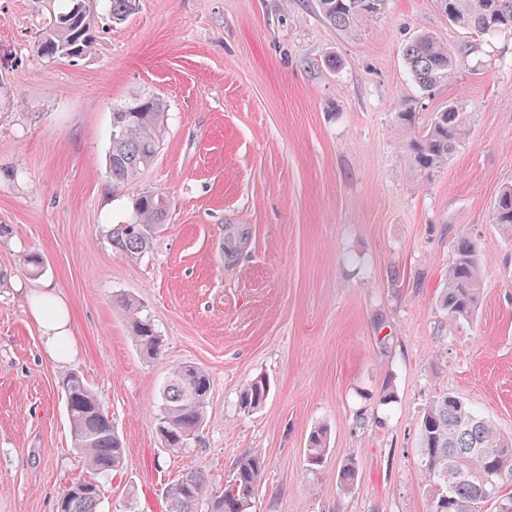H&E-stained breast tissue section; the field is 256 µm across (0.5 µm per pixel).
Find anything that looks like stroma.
Wrapping results in <instances>:
<instances>
[{
    "mask_svg": "<svg viewBox=\"0 0 512 512\" xmlns=\"http://www.w3.org/2000/svg\"><path fill=\"white\" fill-rule=\"evenodd\" d=\"M45 0H0V512H56L86 469L61 383L100 396L125 448L102 477V512H166L189 467L215 488L262 450L251 512H427L419 420L456 394L512 437V232L492 221L512 188V34L466 32L434 0H387L344 33L316 0H140L80 60L31 46ZM426 33L453 57L429 93L404 45ZM136 90L168 104L167 132L137 190L164 194L150 250L127 260L108 232L133 193L106 172L112 107ZM457 104L467 137L428 177L397 119ZM244 237L234 261L224 236ZM479 244L472 319L438 296L459 234ZM43 269L31 275L24 255ZM52 287L72 314V358L50 355L24 299ZM162 338L143 356L115 301ZM211 377L205 421L178 450L156 432L170 367ZM262 375L258 410L238 406ZM328 430L321 465L310 432ZM357 482L336 489L346 463ZM270 383L265 376L258 375L250 379L239 396V408L244 413H250L260 408L267 400Z\"/></svg>",
    "mask_w": 512,
    "mask_h": 512,
    "instance_id": "1",
    "label": "stroma"
}]
</instances>
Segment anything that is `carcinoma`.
I'll use <instances>...</instances> for the list:
<instances>
[{"label":"carcinoma","instance_id":"obj_1","mask_svg":"<svg viewBox=\"0 0 512 512\" xmlns=\"http://www.w3.org/2000/svg\"><path fill=\"white\" fill-rule=\"evenodd\" d=\"M38 31L34 50L42 58L80 59L96 41L99 15L90 0H62ZM114 20L135 12L138 0H103ZM387 0H318V9L332 27L347 31L381 14ZM444 13L462 29L479 34H512V0H446ZM404 57L416 85L431 91L446 80L452 53L428 34H420L404 48ZM166 101L136 91L112 108V141L107 165L110 179L126 187L137 185L154 162L165 133ZM398 120L410 128L408 157L412 165L432 175L448 162L466 135L463 113L450 104L430 124L419 125L418 113L406 106ZM167 203L159 193L136 194L129 219L110 230L112 249L135 260L150 249L166 220ZM494 223L512 230V188L503 190L493 208ZM479 247L461 237L455 246L439 303L452 317H473L480 303ZM117 302L128 315L131 332L149 358L159 355L162 339L153 324L127 298ZM211 389L209 373L183 363L168 371L160 394L157 431L169 448H181L203 425ZM62 392L71 423L73 448L93 475H108L122 468L124 448L101 398L85 379L70 374ZM270 383L258 375L239 396V408L250 413L267 400ZM420 456L430 475L427 512H512V437H505L459 397L445 393L423 413L419 422ZM327 431L314 429L308 439L307 459L318 464L326 450ZM266 469V457L255 450L236 463L232 478L222 489L212 487L203 471L185 469L166 490V512H250L255 491ZM500 478L498 495L486 497L483 476ZM102 489L97 480L78 479L60 498L57 512H99Z\"/></svg>","mask_w":512,"mask_h":512}]
</instances>
